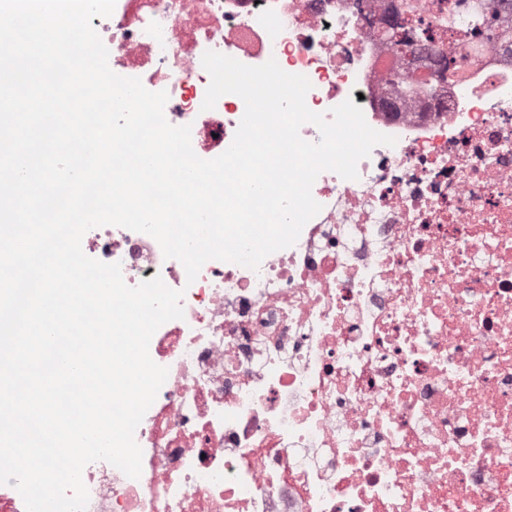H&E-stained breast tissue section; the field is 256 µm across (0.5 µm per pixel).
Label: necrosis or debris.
<instances>
[{"label": "necrosis or debris", "mask_w": 512, "mask_h": 512, "mask_svg": "<svg viewBox=\"0 0 512 512\" xmlns=\"http://www.w3.org/2000/svg\"><path fill=\"white\" fill-rule=\"evenodd\" d=\"M395 0H116L92 24L111 67L164 91L205 160L232 143L235 94L204 109L216 51L306 76L309 110L354 98L396 137L358 177L321 172L320 212L258 270L195 281L151 236L82 238L125 282L161 277L184 316L149 354L168 370L135 431L139 478L86 465V512H512V51L428 48L426 70L372 18Z\"/></svg>", "instance_id": "obj_1"}]
</instances>
